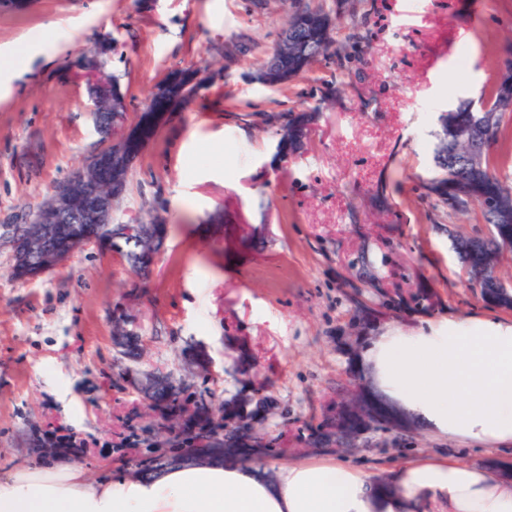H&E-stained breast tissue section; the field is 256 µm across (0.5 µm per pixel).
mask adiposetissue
<instances>
[{
    "label": "adipose tissue",
    "instance_id": "1",
    "mask_svg": "<svg viewBox=\"0 0 512 512\" xmlns=\"http://www.w3.org/2000/svg\"><path fill=\"white\" fill-rule=\"evenodd\" d=\"M35 38L0 52V92L49 58ZM396 408L431 434L512 444V321L451 315L391 326L356 358ZM393 492L343 463L299 462L268 475L249 462L184 465L137 478L87 479L43 460L0 474V512H512V478L484 461H406Z\"/></svg>",
    "mask_w": 512,
    "mask_h": 512
}]
</instances>
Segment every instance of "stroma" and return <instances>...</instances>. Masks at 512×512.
Masks as SVG:
<instances>
[{
  "label": "stroma",
  "mask_w": 512,
  "mask_h": 512,
  "mask_svg": "<svg viewBox=\"0 0 512 512\" xmlns=\"http://www.w3.org/2000/svg\"><path fill=\"white\" fill-rule=\"evenodd\" d=\"M338 53L288 87L253 76L288 17L268 0H33L0 8V47L71 28L51 64L0 99V226L22 223L100 147L88 112L87 56L111 42L127 124L174 71L208 75L194 102L169 113L129 176L115 222L166 225L149 276L91 244L41 276L10 274L0 243V473L37 462V440L74 434L92 480L132 474L170 450L177 410L149 402L132 372L186 374L184 407L219 415L250 365L249 392L274 402L259 433L263 466L346 459L389 477L405 458L448 455L512 468L511 449L426 433L400 445L377 431L362 447L311 451L353 380L351 353L387 325L512 311L467 282L450 232L478 231L427 197L439 112L479 97L512 37V0H349ZM319 108L302 152L281 159L288 112ZM139 336L131 361L114 326Z\"/></svg>",
  "instance_id": "1"
}]
</instances>
